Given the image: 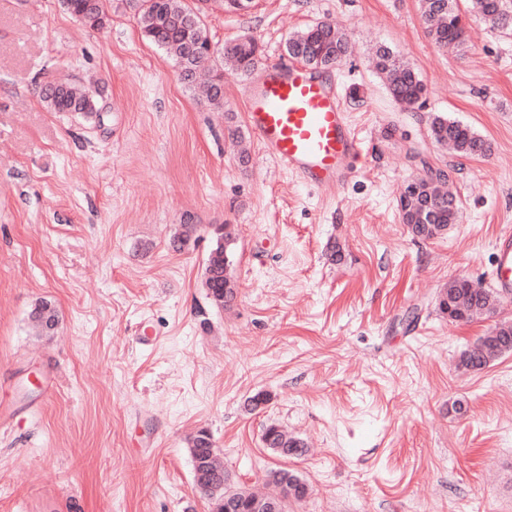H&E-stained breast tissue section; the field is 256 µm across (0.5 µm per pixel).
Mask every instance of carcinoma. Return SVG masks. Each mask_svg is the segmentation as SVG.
Instances as JSON below:
<instances>
[{
  "mask_svg": "<svg viewBox=\"0 0 512 512\" xmlns=\"http://www.w3.org/2000/svg\"><path fill=\"white\" fill-rule=\"evenodd\" d=\"M64 9L74 18L92 29L106 25V0H61ZM471 13L488 22L493 28L512 31V0H471ZM135 12L144 36L163 48L175 65L185 71L201 70L213 66L206 86L205 98L215 107L224 103V80L219 66L228 61L237 74L251 75L261 62L257 44L250 39L232 41L224 45L220 54L201 62L194 56V45L207 38L199 15L184 0H126ZM421 14L426 32L434 44L446 49L463 44L464 16L454 5V0H421ZM194 17L196 26L188 24ZM288 55L314 69H329L338 64L348 52L343 32L331 25H312L288 39ZM377 70L386 76L392 98L406 106L420 102L425 86L412 66L397 58L387 49L377 51ZM42 95L54 112L83 111V115L98 114L97 100L88 92L67 83H53L43 89ZM430 136L441 146H452L461 157H485L491 152V143L470 126L436 115L430 122ZM440 173L418 180L419 192L402 204L403 223L420 237L432 238L460 221V206L456 195L440 189ZM234 233L229 225L213 229V246L208 255L204 288L210 303L224 307L235 298V282L230 276ZM453 303L451 320L469 322L494 310V296L489 288H478L465 278L448 283V293L439 301L441 312L448 311ZM512 351V323L495 326L462 353L461 364L467 369L480 370L498 355ZM264 443L278 455L283 450L299 454L304 444L277 425L270 424L264 431ZM214 443L210 435L198 432L190 446L191 458L212 457L210 479L224 483V501L239 507V512H288V501L297 500L305 493L293 475L286 470L271 471L266 475V494L258 496L235 486V481L224 466L217 463L212 453Z\"/></svg>",
  "mask_w": 512,
  "mask_h": 512,
  "instance_id": "cac0c4a2",
  "label": "carcinoma"
}]
</instances>
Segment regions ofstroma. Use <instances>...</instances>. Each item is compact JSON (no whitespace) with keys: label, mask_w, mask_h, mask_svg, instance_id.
<instances>
[{"label":"stroma","mask_w":512,"mask_h":512,"mask_svg":"<svg viewBox=\"0 0 512 512\" xmlns=\"http://www.w3.org/2000/svg\"><path fill=\"white\" fill-rule=\"evenodd\" d=\"M106 9L93 30L60 0H0V512H210L189 453L201 430L249 489L297 475L288 512H512V352L460 364L512 303L469 323L438 309L454 278L487 287L512 231V33L469 18L444 53L418 0H205L213 46L251 37L266 66L313 23L345 31L329 75L361 150L326 194L262 152L248 78L225 72L214 107L125 0ZM380 46L418 72L422 106L392 99L369 65ZM52 80L96 94L101 121L50 111ZM440 113L490 155L435 144ZM430 168L462 219L424 239L398 198ZM220 224L235 236L224 308L202 284ZM43 301L50 335L32 318ZM270 424L302 454L267 448Z\"/></svg>","instance_id":"stroma-1"}]
</instances>
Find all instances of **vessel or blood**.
Returning <instances> with one entry per match:
<instances>
[{"label":"vessel or blood","mask_w":512,"mask_h":512,"mask_svg":"<svg viewBox=\"0 0 512 512\" xmlns=\"http://www.w3.org/2000/svg\"><path fill=\"white\" fill-rule=\"evenodd\" d=\"M247 121L266 155L302 182L335 191L355 173L359 140L334 84L302 65L256 72L247 98ZM492 286L512 302V233L496 241Z\"/></svg>","instance_id":"1"}]
</instances>
